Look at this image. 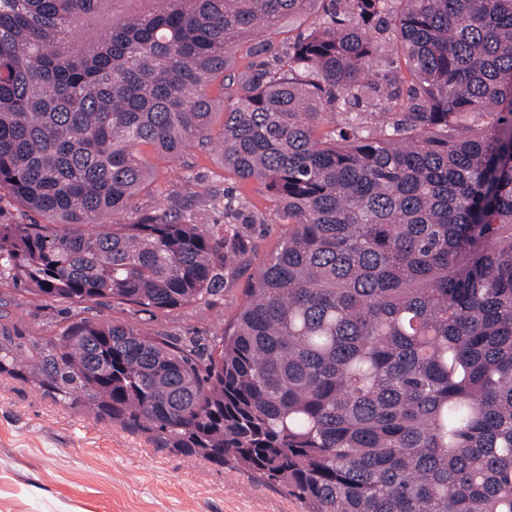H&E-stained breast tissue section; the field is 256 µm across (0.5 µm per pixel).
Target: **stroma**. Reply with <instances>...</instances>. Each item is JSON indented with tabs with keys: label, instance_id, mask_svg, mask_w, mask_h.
I'll return each instance as SVG.
<instances>
[{
	"label": "stroma",
	"instance_id": "35a3bbf8",
	"mask_svg": "<svg viewBox=\"0 0 512 512\" xmlns=\"http://www.w3.org/2000/svg\"><path fill=\"white\" fill-rule=\"evenodd\" d=\"M309 26L301 20L268 30L261 53L245 40L233 52L236 70L281 68L289 43ZM188 173L194 184H185ZM215 190L232 198V211L206 207ZM188 195L196 200L198 223L247 227L248 253L226 267L223 292L197 306L151 314L117 304L41 301L0 283V343L28 349L85 317L193 336L201 346L210 345L235 319L287 227L263 189L225 170L220 156L198 141L174 162H156L155 177L137 203L151 211ZM0 512H308V506L261 474L157 447L84 405L54 398L37 377L6 368L0 370Z\"/></svg>",
	"mask_w": 512,
	"mask_h": 512
}]
</instances>
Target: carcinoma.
I'll list each match as a JSON object with an SVG mask.
<instances>
[{
    "label": "carcinoma",
    "mask_w": 512,
    "mask_h": 512,
    "mask_svg": "<svg viewBox=\"0 0 512 512\" xmlns=\"http://www.w3.org/2000/svg\"><path fill=\"white\" fill-rule=\"evenodd\" d=\"M121 2L0 0V190L47 220L0 224V281L149 313L220 293L245 234L139 211L143 146L212 145L288 233L204 350L81 319L1 344L0 370L49 364L47 392L312 512H512V0ZM305 14L287 69L232 71ZM388 32L403 76L378 69ZM218 79L237 91L216 130ZM403 94L374 127L353 111ZM328 110L348 130L325 135Z\"/></svg>",
    "instance_id": "1"
}]
</instances>
